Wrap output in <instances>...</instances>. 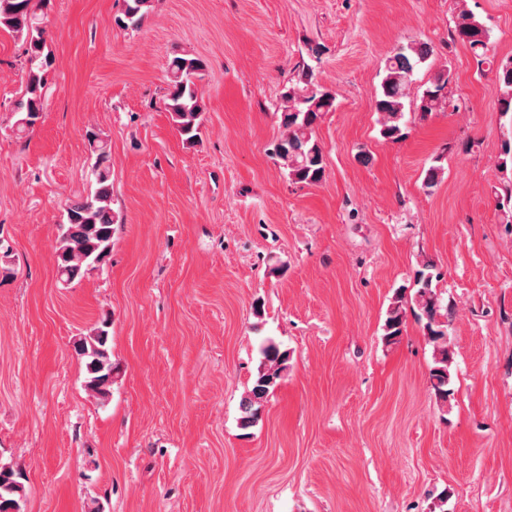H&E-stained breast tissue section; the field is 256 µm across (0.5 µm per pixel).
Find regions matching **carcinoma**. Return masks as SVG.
Masks as SVG:
<instances>
[{
	"mask_svg": "<svg viewBox=\"0 0 512 512\" xmlns=\"http://www.w3.org/2000/svg\"><path fill=\"white\" fill-rule=\"evenodd\" d=\"M41 0H0V27L22 37L25 48V88L16 100L13 112L16 134L30 131L44 112L46 83L44 66L47 55L45 30L37 13ZM151 0H123V16L117 22L137 28L148 14ZM454 42L466 45L476 60L478 71L488 65L494 71L499 92V110L512 114V57L495 60L491 29L470 11H462L451 34ZM433 55L427 42L411 43L394 49L387 58L380 91L374 109L381 115L380 136L388 141L404 137L409 118L406 101L417 69ZM205 62L197 57H175L168 66V92L165 109L170 113L176 131L189 146L199 142L204 123V107L197 81L203 77ZM453 75L449 68L434 77L423 90L416 110L421 117L437 112L447 105V89ZM302 85L290 86L283 93L282 124L286 132L273 144L271 154L280 161L289 180L316 185L324 178L323 150L316 136V126L326 112L333 110L335 95L312 82L305 73ZM90 172L95 190L86 196L70 197L65 203V221L59 225L54 247L59 282L64 286L82 281L91 271L101 267L112 252L115 234V214L112 208L111 151L105 139L96 132L87 133ZM442 156L432 159L424 171L423 185L434 188L440 181ZM496 206L512 215V179L495 192ZM441 273L431 261L422 264L414 277L413 293L406 287L396 290L386 311L382 326L387 345L398 342L406 325V304L433 346V361L429 378L436 402L446 407L455 398L453 365V306L437 290ZM111 319L104 317L87 336L74 342L76 354L84 360L85 390L95 399L105 402L112 394L116 366L109 347ZM261 361L251 389L240 402V426L247 429L261 418L263 403L279 386L282 373L288 368V350L268 338L260 346ZM25 496L20 475L12 468L0 466V512H21Z\"/></svg>",
	"mask_w": 512,
	"mask_h": 512,
	"instance_id": "1",
	"label": "carcinoma"
}]
</instances>
